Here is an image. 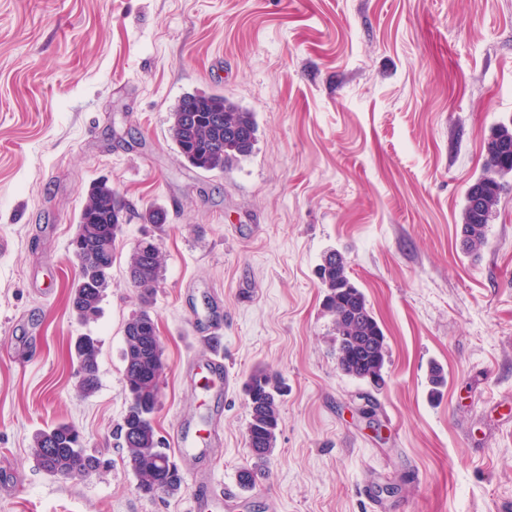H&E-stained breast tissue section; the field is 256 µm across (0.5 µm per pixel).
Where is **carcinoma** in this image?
I'll list each match as a JSON object with an SVG mask.
<instances>
[{
	"instance_id": "carcinoma-1",
	"label": "carcinoma",
	"mask_w": 512,
	"mask_h": 512,
	"mask_svg": "<svg viewBox=\"0 0 512 512\" xmlns=\"http://www.w3.org/2000/svg\"><path fill=\"white\" fill-rule=\"evenodd\" d=\"M169 135L176 152L190 167L222 172L253 152L258 124L249 112L221 93L184 94L169 117ZM512 173V124L494 128L487 142L483 174L469 186L462 212L461 235L467 253L476 256L486 244V228L500 200L501 180ZM144 224H164L167 213L149 207L137 213ZM131 219L130 206L106 182L91 186L70 240L78 266V278L70 299L72 315L80 322L98 317L104 291L112 282L115 245L123 225ZM164 255L153 241L131 250L127 273L139 289L143 307L125 326L122 351L127 397L130 400L118 432L126 449V462L138 480V490L154 497L175 495L182 475L164 448L154 426L163 373L162 349L155 320L147 309L162 275ZM325 288L324 308L336 330L337 368L344 374L379 387L384 384L385 335L367 305L366 298L350 280L349 261L330 251L318 268ZM74 355L84 375L76 376L77 388L90 395L98 387L100 347L92 336H79ZM250 420L247 446L255 468L240 473V484L252 487L258 472L276 448L283 385L277 374L256 369L245 383ZM32 456L46 473L84 477L100 471L105 461L87 452L78 430L58 423L35 433Z\"/></svg>"
}]
</instances>
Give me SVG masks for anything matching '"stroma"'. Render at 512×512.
Here are the masks:
<instances>
[{
	"label": "stroma",
	"instance_id": "obj_1",
	"mask_svg": "<svg viewBox=\"0 0 512 512\" xmlns=\"http://www.w3.org/2000/svg\"><path fill=\"white\" fill-rule=\"evenodd\" d=\"M195 91L256 116L251 156L224 172L173 149L170 112ZM510 121L512 0H0V512H189L194 483L143 495L115 436L140 308L127 259L145 237L165 255L154 425L169 445L219 414L207 470L238 489L235 512H512L511 175L487 246L460 244L466 190ZM100 180L168 219L124 225L84 325L69 241ZM331 250L386 336L375 430L357 412L368 384L336 364L317 275ZM208 309L224 330L204 338ZM83 334L101 346L88 396L70 355ZM213 348L225 391L190 373ZM258 368L286 394L265 475L243 489ZM58 422L109 467L39 470L32 436Z\"/></svg>",
	"mask_w": 512,
	"mask_h": 512
}]
</instances>
